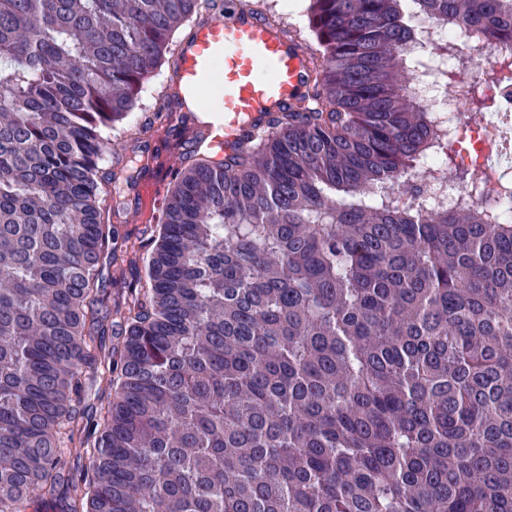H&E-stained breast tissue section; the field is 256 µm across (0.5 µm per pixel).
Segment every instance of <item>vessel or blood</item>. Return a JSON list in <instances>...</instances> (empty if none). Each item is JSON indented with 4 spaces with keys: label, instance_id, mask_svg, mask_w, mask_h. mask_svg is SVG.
<instances>
[{
    "label": "vessel or blood",
    "instance_id": "vessel-or-blood-1",
    "mask_svg": "<svg viewBox=\"0 0 512 512\" xmlns=\"http://www.w3.org/2000/svg\"><path fill=\"white\" fill-rule=\"evenodd\" d=\"M176 61L168 127L155 138L165 146L169 126H192L213 160H223L244 132L259 133L267 113L304 94L309 70L303 48L237 0L195 26L173 49ZM166 161L150 162L138 188L141 204L161 199Z\"/></svg>",
    "mask_w": 512,
    "mask_h": 512
}]
</instances>
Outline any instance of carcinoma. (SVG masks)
<instances>
[{
	"label": "carcinoma",
	"mask_w": 512,
	"mask_h": 512,
	"mask_svg": "<svg viewBox=\"0 0 512 512\" xmlns=\"http://www.w3.org/2000/svg\"><path fill=\"white\" fill-rule=\"evenodd\" d=\"M416 2L305 0L312 89L120 250L104 133L206 2L0 0V512H512V224L377 196L436 140L418 17L512 0Z\"/></svg>",
	"instance_id": "obj_1"
}]
</instances>
